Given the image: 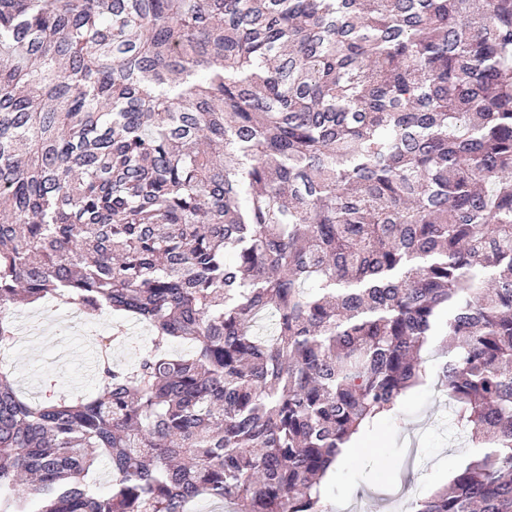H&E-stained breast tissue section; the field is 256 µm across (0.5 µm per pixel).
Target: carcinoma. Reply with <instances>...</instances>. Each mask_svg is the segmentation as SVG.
Here are the masks:
<instances>
[{
  "label": "carcinoma",
  "instance_id": "carcinoma-1",
  "mask_svg": "<svg viewBox=\"0 0 512 512\" xmlns=\"http://www.w3.org/2000/svg\"><path fill=\"white\" fill-rule=\"evenodd\" d=\"M21 301L150 341L0 365V512H324L433 336L483 449L414 512H512V0H0V348ZM18 310L34 311V316L19 333L18 350L10 361L22 395L31 402H39L52 399L59 392L97 394L95 369L98 360L94 362L91 374L87 371L88 359L97 351L91 341L79 340L80 336H72L69 331H61L57 335L43 331L69 311L29 305H21ZM21 312L12 316L18 323L26 316ZM64 351L67 353L65 357ZM137 325V326H134ZM142 328V330L137 329ZM125 334L119 343L112 346V358L123 365H131L135 362L137 356L147 344L149 332L141 324H125Z\"/></svg>",
  "mask_w": 512,
  "mask_h": 512
}]
</instances>
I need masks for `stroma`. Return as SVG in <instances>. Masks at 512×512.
<instances>
[{"instance_id":"35a3bbf8","label":"stroma","mask_w":512,"mask_h":512,"mask_svg":"<svg viewBox=\"0 0 512 512\" xmlns=\"http://www.w3.org/2000/svg\"><path fill=\"white\" fill-rule=\"evenodd\" d=\"M60 313L38 306L19 333L11 359L18 389L29 401L98 391L87 370L95 347L61 331L46 334ZM426 378L411 388L390 414L364 430L359 449L344 459L322 485L330 512H406L457 473L473 448L463 437L449 439L452 403L438 386L441 342L428 341L423 353Z\"/></svg>"}]
</instances>
